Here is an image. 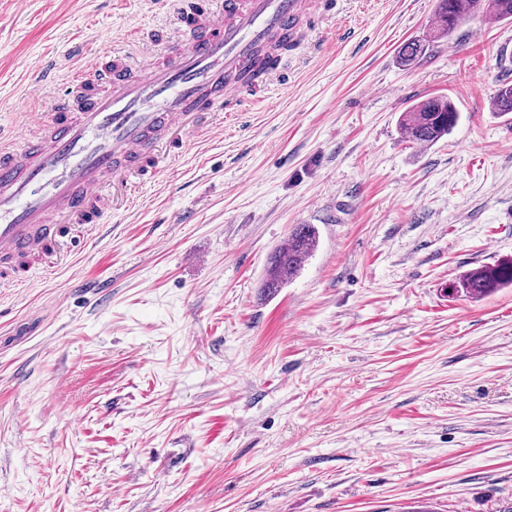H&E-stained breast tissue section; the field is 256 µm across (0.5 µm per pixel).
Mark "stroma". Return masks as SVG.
I'll return each instance as SVG.
<instances>
[{
  "label": "stroma",
  "mask_w": 512,
  "mask_h": 512,
  "mask_svg": "<svg viewBox=\"0 0 512 512\" xmlns=\"http://www.w3.org/2000/svg\"><path fill=\"white\" fill-rule=\"evenodd\" d=\"M335 2L250 111L0 300V512L512 505V287L448 291L512 261V21ZM184 29L180 0H0V124L48 118L24 62L66 83L104 31L143 69ZM435 96L460 119L423 147L402 114ZM298 224L318 246L267 293Z\"/></svg>",
  "instance_id": "stroma-1"
}]
</instances>
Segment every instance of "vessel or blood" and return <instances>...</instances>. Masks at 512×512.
I'll use <instances>...</instances> for the list:
<instances>
[{
	"label": "vessel or blood",
	"instance_id": "1",
	"mask_svg": "<svg viewBox=\"0 0 512 512\" xmlns=\"http://www.w3.org/2000/svg\"><path fill=\"white\" fill-rule=\"evenodd\" d=\"M319 0H221L191 12L181 43L148 69L95 35L88 61L50 106L41 134L0 129V289L56 246L95 236L106 186L128 189L163 172L172 153L225 105L275 77L282 37H306Z\"/></svg>",
	"mask_w": 512,
	"mask_h": 512
}]
</instances>
